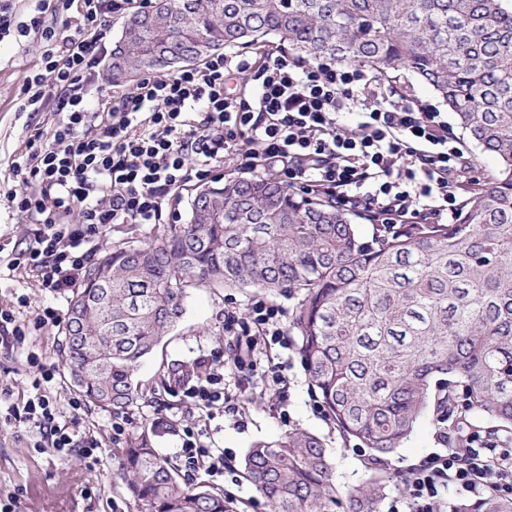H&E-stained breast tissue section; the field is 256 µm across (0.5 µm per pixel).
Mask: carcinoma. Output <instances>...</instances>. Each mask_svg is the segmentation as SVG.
<instances>
[{
	"mask_svg": "<svg viewBox=\"0 0 512 512\" xmlns=\"http://www.w3.org/2000/svg\"><path fill=\"white\" fill-rule=\"evenodd\" d=\"M285 46L305 61L357 64L389 82L410 76L494 157L491 186L464 197L455 224H373L259 171L220 190H189L184 224L112 245L84 272L59 344L75 388L121 413L139 398L135 372L185 315L193 288H258L296 299L290 331L309 386L340 436L368 449L370 477L344 495L321 438L294 428L242 460L273 512H377L383 466L423 414L458 432L485 421L512 430V0H166L122 17L112 82L197 64L225 48ZM178 363L166 383L189 379ZM159 418L120 449L126 490L143 512H244L188 485L156 451ZM450 512H512L488 494Z\"/></svg>",
	"mask_w": 512,
	"mask_h": 512,
	"instance_id": "1",
	"label": "carcinoma"
}]
</instances>
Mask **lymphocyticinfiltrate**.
<instances>
[{"label": "lymphocytic infiltrate", "mask_w": 512, "mask_h": 512, "mask_svg": "<svg viewBox=\"0 0 512 512\" xmlns=\"http://www.w3.org/2000/svg\"><path fill=\"white\" fill-rule=\"evenodd\" d=\"M143 0H81L82 26L72 36L52 24L60 0H33L16 21L0 0V41L36 36L43 67L28 77L23 112H55L51 130L33 126L28 150L11 163L12 182H37L38 192L8 190L9 208L34 225L0 265L32 273L42 290L77 287L100 240L114 224H165L175 216V192L200 184L230 163L277 176L292 187L368 215L378 224H453L459 218L454 179L464 152L443 113L415 94H387L361 66L305 62L280 49L256 58L218 52L159 78L144 76L128 91L103 95L105 31L115 16ZM79 213V225L68 224ZM236 340L254 348L286 334L278 305L255 302L246 316L229 315ZM42 368L25 403L6 417L37 429L46 447L75 448L46 386ZM222 375L204 365L188 398L207 413L223 410ZM205 428L183 431L180 454L189 468L224 472V453L206 448ZM479 499L512 493V440L463 437L447 454L407 470L388 512H445L449 488Z\"/></svg>", "instance_id": "1"}]
</instances>
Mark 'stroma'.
Wrapping results in <instances>:
<instances>
[{
  "mask_svg": "<svg viewBox=\"0 0 512 512\" xmlns=\"http://www.w3.org/2000/svg\"><path fill=\"white\" fill-rule=\"evenodd\" d=\"M41 66L42 52L33 37H9L0 42V181L6 180L12 160L24 152L29 125L48 129L55 121L48 112L32 115L18 109L27 78ZM22 296L27 298V305H19ZM264 297V292L252 288L191 290L180 325L136 371L143 398L127 412L115 414L87 401L73 408L78 393L58 352L62 329L36 322L42 308L67 309V295L36 288L23 273L0 278V306L13 308L17 320L29 329L21 349L12 338L0 337V392L7 393L11 402H25L39 375L37 368L28 363L27 354L33 351L42 355L58 367L51 395L72 431L77 437L92 436L98 442L93 454L77 448L61 457L37 448L28 426H0V504L12 505L14 512H138L137 502L126 494L119 475L118 451L132 432L159 418L171 420L173 430L158 438L157 451L177 468L182 481L208 484L243 501L246 512H271L266 499L243 475L240 462L247 449L258 441L276 440L293 428L306 429L323 440L336 464V481L341 486L352 489L366 481V449L358 441H343L335 424L325 417L310 392L290 336L284 343L264 349L255 368L224 372V386L233 399L230 406L209 420L205 443L223 449L228 472L215 478L201 470L193 471L180 456L179 433L199 418L200 411L190 405L179 386H161L164 365L175 361L194 369L205 357L227 360L234 350L231 336L224 331L225 315L243 314ZM270 369L284 376V386L264 385L262 374ZM454 431L452 422H437L430 414L415 423L407 439L386 460L388 488L379 504L380 512H387L407 469L447 453L446 437Z\"/></svg>",
  "mask_w": 512,
  "mask_h": 512,
  "instance_id": "obj_1",
  "label": "stroma"
}]
</instances>
